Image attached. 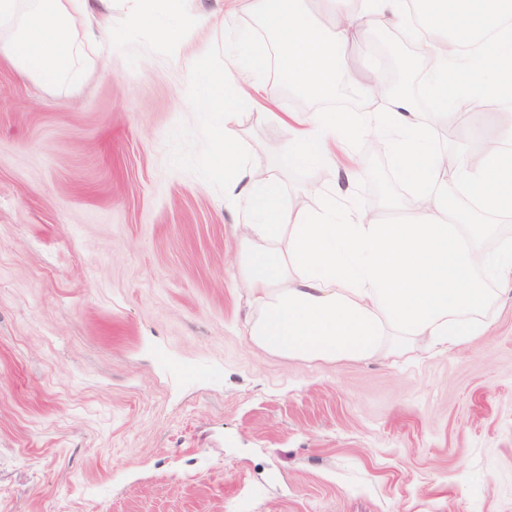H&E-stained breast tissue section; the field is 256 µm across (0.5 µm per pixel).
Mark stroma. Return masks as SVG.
I'll list each match as a JSON object with an SVG mask.
<instances>
[{"label": "stroma", "instance_id": "35a3bbf8", "mask_svg": "<svg viewBox=\"0 0 512 512\" xmlns=\"http://www.w3.org/2000/svg\"><path fill=\"white\" fill-rule=\"evenodd\" d=\"M212 28L173 58L120 51L51 88L0 58V512H512V294L487 331L431 357L322 362L246 333L236 217L212 158ZM343 64L387 70L367 34ZM273 114L238 120L275 168L280 112L302 100L274 66ZM369 138L393 197L412 200ZM315 209L325 165L277 170Z\"/></svg>", "mask_w": 512, "mask_h": 512}]
</instances>
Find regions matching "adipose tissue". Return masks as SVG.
Instances as JSON below:
<instances>
[{
    "label": "adipose tissue",
    "instance_id": "1",
    "mask_svg": "<svg viewBox=\"0 0 512 512\" xmlns=\"http://www.w3.org/2000/svg\"><path fill=\"white\" fill-rule=\"evenodd\" d=\"M242 3L273 33L275 53L249 33L228 32L224 73L209 81L212 105L224 113V161L234 169L224 206L237 216L250 340L288 357L336 361L400 358L419 341L424 352H444L483 333L494 286L512 288V239L494 251L481 244L491 225L512 221V127L484 129L495 146L476 165L439 148L430 131L512 75V0H319L326 27L302 0H227L228 14ZM416 3L423 27L451 33L457 44L450 52L420 42L432 61L419 94L432 101L430 116L416 97L389 90L382 112L310 113L278 160L283 169L330 164L331 144L373 135L407 178L412 219L386 221L354 207L349 164L315 211L287 202L274 171L250 167L237 145L238 112L256 105V72L272 61L292 91L332 97L337 67L360 33L376 24L412 28ZM452 185L474 200V223L449 203Z\"/></svg>",
    "mask_w": 512,
    "mask_h": 512
}]
</instances>
